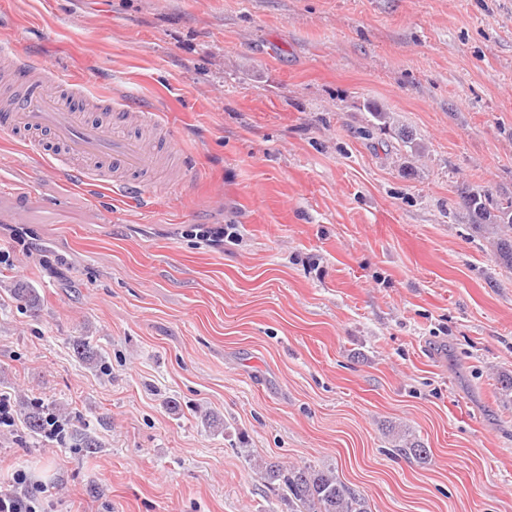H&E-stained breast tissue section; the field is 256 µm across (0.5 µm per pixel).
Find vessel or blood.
Listing matches in <instances>:
<instances>
[{
  "label": "vessel or blood",
  "instance_id": "1",
  "mask_svg": "<svg viewBox=\"0 0 512 512\" xmlns=\"http://www.w3.org/2000/svg\"><path fill=\"white\" fill-rule=\"evenodd\" d=\"M0 55L9 60L5 77L16 85L0 98V130L50 131L60 153L45 157L31 150L44 167L72 169L82 184L127 199L143 195L146 174L181 178V168L168 165L181 155L176 136L155 113L89 95L79 79L32 63L13 48H1Z\"/></svg>",
  "mask_w": 512,
  "mask_h": 512
}]
</instances>
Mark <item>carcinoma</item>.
<instances>
[{
  "label": "carcinoma",
  "instance_id": "carcinoma-1",
  "mask_svg": "<svg viewBox=\"0 0 512 512\" xmlns=\"http://www.w3.org/2000/svg\"><path fill=\"white\" fill-rule=\"evenodd\" d=\"M464 205L478 231L494 234L493 245L499 261L512 268V199L495 202L486 190L477 188L465 198ZM46 409L38 404L24 412L23 422L32 433L43 430ZM399 451L419 460L429 457L428 449L419 442L399 436ZM265 478L278 481L288 494V504L300 510L292 512H371L364 494L344 483L330 468L304 464L284 467L276 462L259 465Z\"/></svg>",
  "mask_w": 512,
  "mask_h": 512
}]
</instances>
